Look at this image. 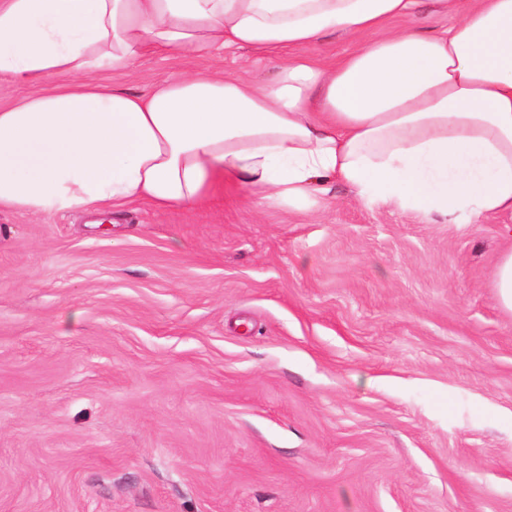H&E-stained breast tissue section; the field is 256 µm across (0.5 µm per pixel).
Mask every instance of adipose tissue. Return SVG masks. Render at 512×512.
<instances>
[{
  "instance_id": "obj_1",
  "label": "adipose tissue",
  "mask_w": 512,
  "mask_h": 512,
  "mask_svg": "<svg viewBox=\"0 0 512 512\" xmlns=\"http://www.w3.org/2000/svg\"><path fill=\"white\" fill-rule=\"evenodd\" d=\"M0 0V74L68 85L0 108V210L202 208L228 185L319 206L336 183L453 222L512 212V0ZM357 40L327 63L324 36ZM287 53L273 83L192 68ZM189 67L150 92L98 82L149 54ZM448 22V15L435 12L429 0H422L416 16L408 20L409 25L428 31L442 29Z\"/></svg>"
}]
</instances>
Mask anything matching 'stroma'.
<instances>
[{
  "label": "stroma",
  "instance_id": "stroma-1",
  "mask_svg": "<svg viewBox=\"0 0 512 512\" xmlns=\"http://www.w3.org/2000/svg\"><path fill=\"white\" fill-rule=\"evenodd\" d=\"M184 68L99 79L145 93ZM506 224L342 185L319 212L242 186L163 213L0 210V512H512ZM493 286L498 289L505 308L512 311V248L497 258L493 271Z\"/></svg>",
  "mask_w": 512,
  "mask_h": 512
}]
</instances>
